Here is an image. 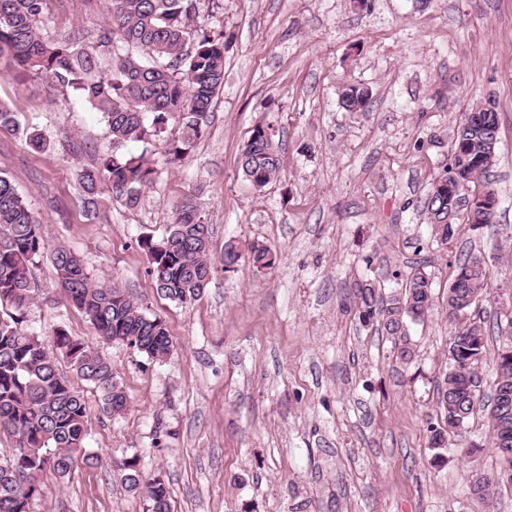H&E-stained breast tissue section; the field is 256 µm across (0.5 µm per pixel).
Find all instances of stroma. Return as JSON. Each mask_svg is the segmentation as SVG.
Segmentation results:
<instances>
[{"mask_svg": "<svg viewBox=\"0 0 512 512\" xmlns=\"http://www.w3.org/2000/svg\"><path fill=\"white\" fill-rule=\"evenodd\" d=\"M218 2L208 22L224 31V87L205 134L176 166L155 142L154 187L133 208L105 194L91 221L78 170L142 144L113 146L100 113L0 62V100L17 111L0 127V170L50 246L73 250L92 281L126 289L173 341L159 361L104 340L41 259L27 326L47 350L63 329L99 351L127 403L105 413L100 392L75 380L96 460L66 480L45 471L33 512H146L122 478L129 459L164 480L171 512H512V492L470 491L497 469L487 404L501 336L487 338L466 427L441 448L430 434L442 422L446 293L459 255L477 249L487 263L485 320L512 306V0ZM105 19L103 0H49L58 34ZM352 84L369 91L365 111L340 105ZM475 102L500 117L497 230L463 226L442 248L422 203ZM260 122L275 130L281 174L258 189L240 151ZM34 130L43 150L27 144ZM189 193L211 226L215 272L200 299L180 304L158 295L139 242L165 236L172 204ZM229 242L263 244L276 261L225 270ZM417 264L434 280L436 306L410 325L406 363L379 322L360 317L353 284L379 281L388 297Z\"/></svg>", "mask_w": 512, "mask_h": 512, "instance_id": "stroma-1", "label": "stroma"}]
</instances>
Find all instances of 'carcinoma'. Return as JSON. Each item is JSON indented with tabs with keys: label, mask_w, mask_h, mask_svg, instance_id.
Instances as JSON below:
<instances>
[{
	"label": "carcinoma",
	"mask_w": 512,
	"mask_h": 512,
	"mask_svg": "<svg viewBox=\"0 0 512 512\" xmlns=\"http://www.w3.org/2000/svg\"><path fill=\"white\" fill-rule=\"evenodd\" d=\"M202 2L105 0L106 25L93 34L77 27L58 36L46 27L48 0H0V58H9L14 67L102 113L116 143L150 145L170 119L177 120L180 136L165 141V155L178 163L204 135L224 84V31L199 22ZM341 105L348 112H362L368 93L351 86L342 93ZM499 128L494 106L476 103L453 129L449 162L424 202L427 223L443 246L462 225L478 231L494 224L498 197L490 173ZM267 130V125H255L240 154L242 173L256 187L270 184L281 173L278 144ZM155 174L146 148L138 155L111 158L100 168L81 169L78 183L86 214L97 215L105 189L130 206L137 204ZM210 238V226L201 220L193 196L187 195L172 206L165 237L140 240L159 295L181 304L201 297L213 276ZM46 253L65 298L100 336L125 342L156 360L167 357L172 347L165 322L144 314L125 289L93 283L71 250H48L39 221L0 170V436L13 440L9 455L0 457V512H32V502L45 494L39 480L45 468L66 478L76 454L94 460L83 452L86 402L60 372L58 358L101 392L104 410L120 412L126 405L109 363L94 348L60 330L55 354L24 325V312L35 293L32 270ZM251 259L260 267L274 263L265 246H252ZM489 286L482 255L471 252L456 263L446 297L452 326L448 373L439 397L446 428H433L436 448L445 444V431L464 427L479 402L478 366L487 332L476 309ZM355 297L360 315L378 318L386 335L400 338V358L411 359L409 324L424 320L434 305L430 275L421 268L408 272L401 290L387 301L373 281L357 284ZM509 331L496 355L497 387H512V362L502 364L503 353L512 351V326ZM489 426L499 473L472 484L474 493L486 497L493 487L512 486V457L503 455L497 444L504 436L512 440V418L499 416L493 406ZM123 470L130 487L144 491L149 512H170L162 480L143 477L134 460L124 462Z\"/></svg>",
	"instance_id": "1"
}]
</instances>
